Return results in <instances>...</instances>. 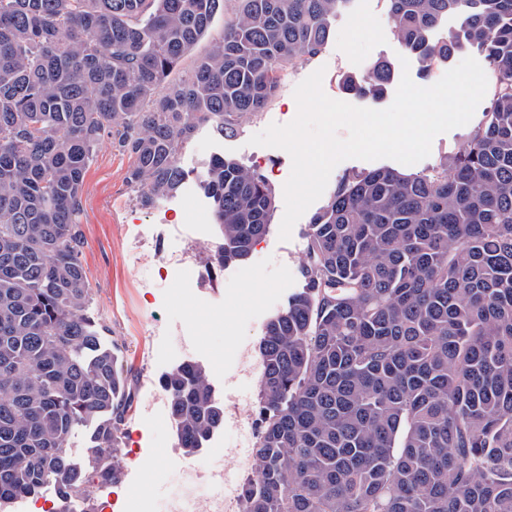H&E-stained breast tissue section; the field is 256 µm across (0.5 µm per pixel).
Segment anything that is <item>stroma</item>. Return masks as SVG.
Masks as SVG:
<instances>
[{"instance_id":"35a3bbf8","label":"stroma","mask_w":512,"mask_h":512,"mask_svg":"<svg viewBox=\"0 0 512 512\" xmlns=\"http://www.w3.org/2000/svg\"><path fill=\"white\" fill-rule=\"evenodd\" d=\"M402 54L385 0H353L333 23L322 51L289 70L261 112L240 119L236 131L224 137L208 127L195 132L179 155L187 173L184 182L173 196L150 207L140 204L126 182L127 159L110 142L97 147L84 179L82 260L92 288L89 311L107 325L105 344L118 353L136 390L118 451L116 491L127 501L145 494L157 512H166L175 497L211 492L209 484H188L185 462L191 458L204 462L218 448L235 467L253 468L252 456L238 450L241 434L228 425L194 453L181 448L160 380L180 365L198 364L225 414L238 408L255 414L260 371L246 369L241 354L256 353L268 319L285 308L301 286L297 266L311 216L303 214L290 240L280 241L285 210L281 200L269 232L248 258L211 273L218 235L199 173L210 158L224 156L256 169L275 193H282L291 173L289 154L250 145V138L270 124L293 120L295 87L320 68L325 71L322 87L329 97L359 107L387 108L395 88L375 98L344 93L340 81L347 74L367 73L376 60L395 62ZM491 102V96H484L469 124L438 135L426 159L397 164V171L431 170L482 123ZM179 264L195 272L192 292H184L171 273L172 266Z\"/></svg>"}]
</instances>
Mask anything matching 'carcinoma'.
<instances>
[{
  "mask_svg": "<svg viewBox=\"0 0 512 512\" xmlns=\"http://www.w3.org/2000/svg\"><path fill=\"white\" fill-rule=\"evenodd\" d=\"M350 2L240 0L183 72L224 0H0V512L48 482L88 504L118 479L132 392L82 263L96 147L129 158L142 205L172 195L195 130L232 133L263 110ZM386 3L422 69L483 53L492 106L431 172L349 174L312 216L301 288L259 347L240 512H512V0ZM460 13L461 32L432 42ZM394 76L383 59L342 84L379 95ZM199 179L222 271L268 233L275 194L224 157ZM162 387L181 447L224 424L200 366ZM80 429L89 469L69 453Z\"/></svg>",
  "mask_w": 512,
  "mask_h": 512,
  "instance_id": "obj_1",
  "label": "carcinoma"
}]
</instances>
